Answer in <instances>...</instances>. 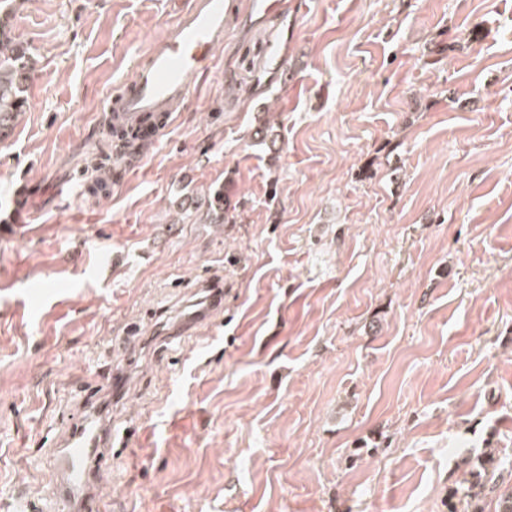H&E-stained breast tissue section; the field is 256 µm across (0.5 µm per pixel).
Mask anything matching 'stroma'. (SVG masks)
<instances>
[{
    "label": "stroma",
    "mask_w": 512,
    "mask_h": 512,
    "mask_svg": "<svg viewBox=\"0 0 512 512\" xmlns=\"http://www.w3.org/2000/svg\"><path fill=\"white\" fill-rule=\"evenodd\" d=\"M232 2L94 195L105 100L190 0L12 4L37 65L0 138V503L53 512L50 441L96 393L138 426L110 512H468L463 459L512 455V0ZM218 188L240 223L187 208ZM215 269L223 315L111 395L125 322Z\"/></svg>",
    "instance_id": "stroma-1"
}]
</instances>
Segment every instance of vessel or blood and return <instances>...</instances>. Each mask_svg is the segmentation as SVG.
Wrapping results in <instances>:
<instances>
[{"mask_svg":"<svg viewBox=\"0 0 512 512\" xmlns=\"http://www.w3.org/2000/svg\"><path fill=\"white\" fill-rule=\"evenodd\" d=\"M231 12L230 0H192L138 61L132 78L110 98L108 109L134 123L151 117L169 124L190 97L197 76L212 69ZM194 291L196 300L179 314L168 331L170 337L196 334L201 325L223 312L221 276L207 275L195 283ZM135 434L132 428L113 430L111 423L100 420L95 399L86 398L80 415L65 425L57 443L56 502L73 512H105L100 493L107 476L104 463L113 446H131Z\"/></svg>","mask_w":512,"mask_h":512,"instance_id":"b4317fda","label":"vessel or blood"}]
</instances>
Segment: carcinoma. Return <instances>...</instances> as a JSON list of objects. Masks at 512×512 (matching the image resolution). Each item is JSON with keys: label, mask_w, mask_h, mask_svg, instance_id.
Segmentation results:
<instances>
[{"label": "carcinoma", "mask_w": 512, "mask_h": 512, "mask_svg": "<svg viewBox=\"0 0 512 512\" xmlns=\"http://www.w3.org/2000/svg\"><path fill=\"white\" fill-rule=\"evenodd\" d=\"M35 70L33 55L13 30L9 14L0 16V136L9 128L17 113L26 109V91ZM198 207L206 208L222 224H235L240 217L237 205L224 197V190L217 189ZM466 474L474 478L459 493L469 498L472 512H483L480 493L474 488L494 489L507 469H512V458L501 456L494 449H483L464 460Z\"/></svg>", "instance_id": "carcinoma-1"}]
</instances>
